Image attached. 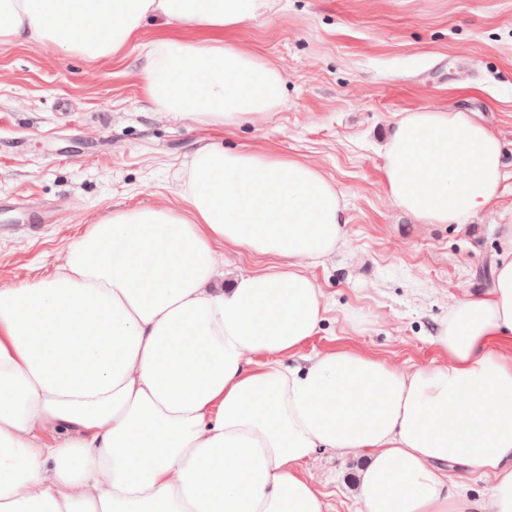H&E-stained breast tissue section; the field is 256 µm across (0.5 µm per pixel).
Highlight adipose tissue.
I'll return each instance as SVG.
<instances>
[{"label":"adipose tissue","mask_w":512,"mask_h":512,"mask_svg":"<svg viewBox=\"0 0 512 512\" xmlns=\"http://www.w3.org/2000/svg\"><path fill=\"white\" fill-rule=\"evenodd\" d=\"M273 4L0 0V43L110 59L161 20L151 103L233 127L285 103L280 66L231 39ZM380 155L389 202L422 224L468 223L504 179L499 138L463 111L402 113ZM180 196L0 287V512H326L319 450L364 459L356 512H512V260L449 308L428 367L351 349L290 366L329 312L307 270L346 241L342 193L303 160L208 144ZM221 244L266 262L225 284Z\"/></svg>","instance_id":"ef3b65f1"}]
</instances>
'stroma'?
Returning <instances> with one entry per match:
<instances>
[{"label": "stroma", "instance_id": "obj_1", "mask_svg": "<svg viewBox=\"0 0 512 512\" xmlns=\"http://www.w3.org/2000/svg\"><path fill=\"white\" fill-rule=\"evenodd\" d=\"M235 38L285 72V104L234 128L156 111L139 43L111 62L0 44V286L64 265L68 245L113 211L182 210L203 145L310 162L346 199V243L310 273L333 310L303 346L429 365L462 293L490 288L512 257V0H275ZM478 113L503 144L496 202L465 224H421L392 206L379 146L402 112ZM364 461L317 454L328 512H347Z\"/></svg>", "mask_w": 512, "mask_h": 512}]
</instances>
